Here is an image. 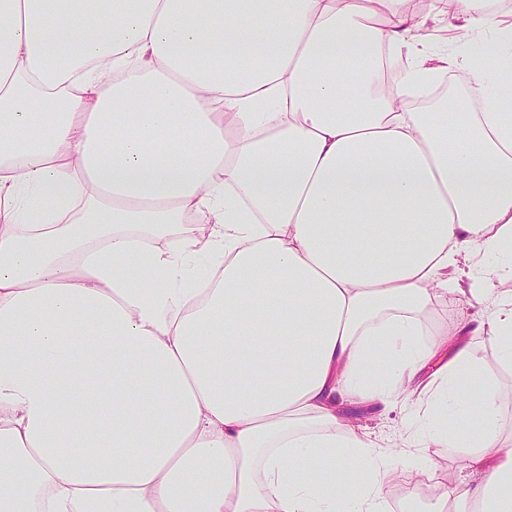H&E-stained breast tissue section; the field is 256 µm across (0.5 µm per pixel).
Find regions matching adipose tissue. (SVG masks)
Listing matches in <instances>:
<instances>
[{
  "mask_svg": "<svg viewBox=\"0 0 512 512\" xmlns=\"http://www.w3.org/2000/svg\"><path fill=\"white\" fill-rule=\"evenodd\" d=\"M434 15L512 54L488 0H0V512H512L499 386L426 329L465 255L512 366V85L409 108L469 63ZM404 394L407 448L345 413ZM428 454L439 474H447L448 480L457 482L459 480H468L469 472L462 470L457 461L448 459V456H439L433 453V448L429 449Z\"/></svg>",
  "mask_w": 512,
  "mask_h": 512,
  "instance_id": "ef3b65f1",
  "label": "adipose tissue"
}]
</instances>
